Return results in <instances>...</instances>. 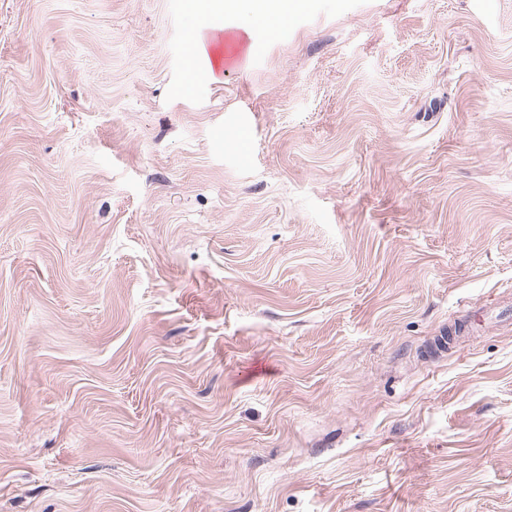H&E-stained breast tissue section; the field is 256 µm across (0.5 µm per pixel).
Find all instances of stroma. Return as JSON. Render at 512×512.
I'll return each instance as SVG.
<instances>
[{"label":"stroma","mask_w":512,"mask_h":512,"mask_svg":"<svg viewBox=\"0 0 512 512\" xmlns=\"http://www.w3.org/2000/svg\"><path fill=\"white\" fill-rule=\"evenodd\" d=\"M242 21L0 0V512H512V0Z\"/></svg>","instance_id":"35a3bbf8"}]
</instances>
